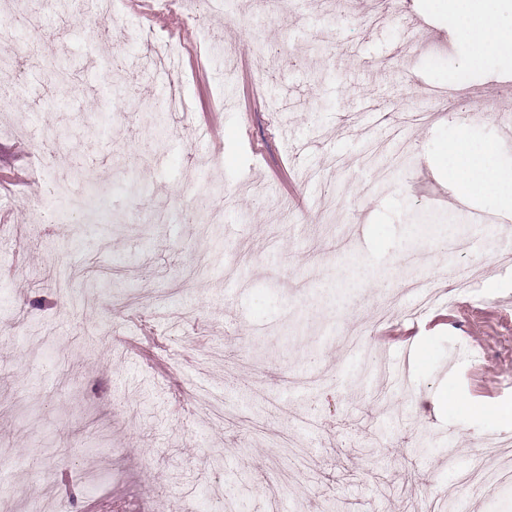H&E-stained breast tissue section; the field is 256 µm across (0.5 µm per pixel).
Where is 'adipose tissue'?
<instances>
[{
	"label": "adipose tissue",
	"mask_w": 512,
	"mask_h": 512,
	"mask_svg": "<svg viewBox=\"0 0 512 512\" xmlns=\"http://www.w3.org/2000/svg\"><path fill=\"white\" fill-rule=\"evenodd\" d=\"M485 0H448L447 7L459 19L462 31L468 38L470 52L466 63L473 68L481 67L495 52L512 48V26H498ZM452 153L460 159L458 179L466 195L499 191L505 196V210H512V170L491 169L484 155L466 154L463 145L455 144Z\"/></svg>",
	"instance_id": "obj_1"
}]
</instances>
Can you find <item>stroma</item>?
Listing matches in <instances>:
<instances>
[{"instance_id":"obj_1","label":"stroma","mask_w":512,"mask_h":512,"mask_svg":"<svg viewBox=\"0 0 512 512\" xmlns=\"http://www.w3.org/2000/svg\"><path fill=\"white\" fill-rule=\"evenodd\" d=\"M117 12L96 37L52 15L12 45L24 84L0 72V512H512V482H457L512 403V236L473 231L500 199L456 204L448 157L512 169V53L468 67L431 0ZM167 47L171 75L147 64ZM61 174L95 204L48 195ZM419 212L443 221L412 234ZM409 278L438 295L420 317Z\"/></svg>"}]
</instances>
